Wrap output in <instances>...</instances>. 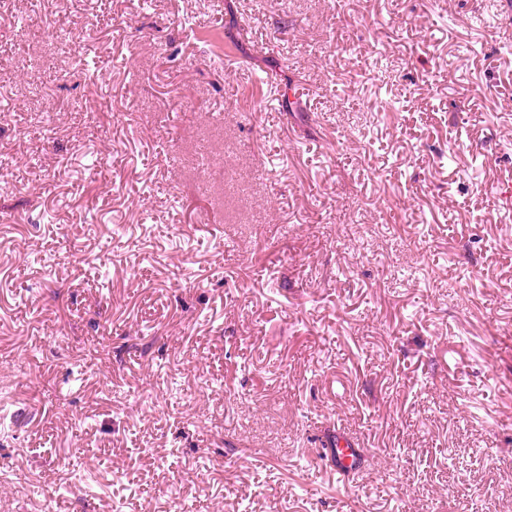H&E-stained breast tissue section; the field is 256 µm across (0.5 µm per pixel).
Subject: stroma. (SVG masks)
I'll list each match as a JSON object with an SVG mask.
<instances>
[{"instance_id": "stroma-1", "label": "stroma", "mask_w": 512, "mask_h": 512, "mask_svg": "<svg viewBox=\"0 0 512 512\" xmlns=\"http://www.w3.org/2000/svg\"><path fill=\"white\" fill-rule=\"evenodd\" d=\"M0 102V502L512 512V0H0ZM333 447L336 448H325V455L339 477L346 480L350 479L362 467V448H355L352 440L342 433H336V441Z\"/></svg>"}]
</instances>
